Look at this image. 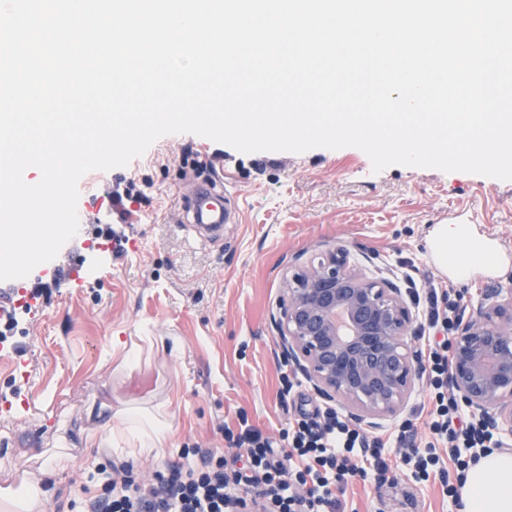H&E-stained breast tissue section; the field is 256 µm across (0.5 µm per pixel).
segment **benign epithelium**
I'll return each instance as SVG.
<instances>
[{
    "mask_svg": "<svg viewBox=\"0 0 512 512\" xmlns=\"http://www.w3.org/2000/svg\"><path fill=\"white\" fill-rule=\"evenodd\" d=\"M345 318L340 333L336 316ZM402 289L368 278L330 250L283 281L273 319L282 353L323 399L368 427L396 417L420 382ZM454 397L512 448V290L489 288L452 339Z\"/></svg>",
    "mask_w": 512,
    "mask_h": 512,
    "instance_id": "7a95c632",
    "label": "benign epithelium"
}]
</instances>
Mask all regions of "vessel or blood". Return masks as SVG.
<instances>
[{
    "label": "vessel or blood",
    "mask_w": 512,
    "mask_h": 512,
    "mask_svg": "<svg viewBox=\"0 0 512 512\" xmlns=\"http://www.w3.org/2000/svg\"><path fill=\"white\" fill-rule=\"evenodd\" d=\"M183 211L193 240H203L205 235L221 230L224 222L230 219L223 178L195 185L183 203ZM436 258L440 265L460 273L472 266H496L500 261V250L489 242L466 243L451 235L440 242Z\"/></svg>",
    "instance_id": "obj_1"
}]
</instances>
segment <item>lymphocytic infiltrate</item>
<instances>
[{"mask_svg":"<svg viewBox=\"0 0 512 512\" xmlns=\"http://www.w3.org/2000/svg\"><path fill=\"white\" fill-rule=\"evenodd\" d=\"M423 318L419 364L427 378L428 407L412 411L401 422L395 441L368 436L334 410L303 412L280 434L289 446V459L284 462L275 457L271 438L243 417L239 431L227 433L226 438L248 459L250 474L227 476L223 456L210 452L200 464L170 468L146 484L136 479L130 464L123 463L113 466L114 476L91 502V512H224L227 500L244 495L269 512H336V492L348 479L380 485L396 463L419 481L438 476L444 493L458 499L457 477L497 442L483 422L468 419L466 408L448 394L449 335L459 318L457 304L448 292L430 289ZM421 427L428 430L429 438L418 446L413 437ZM394 443L403 449L395 461L389 456ZM444 453L454 471L441 468Z\"/></svg>","mask_w":512,"mask_h":512,"instance_id":"lymphocytic-infiltrate-1","label":"lymphocytic infiltrate"}]
</instances>
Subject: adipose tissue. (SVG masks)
Listing matches in <instances>:
<instances>
[{
  "instance_id": "adipose-tissue-1",
  "label": "adipose tissue",
  "mask_w": 512,
  "mask_h": 512,
  "mask_svg": "<svg viewBox=\"0 0 512 512\" xmlns=\"http://www.w3.org/2000/svg\"><path fill=\"white\" fill-rule=\"evenodd\" d=\"M164 411L137 413L107 432L108 444H126L150 453L170 437ZM461 512H512V454L494 449L471 466L459 488Z\"/></svg>"
}]
</instances>
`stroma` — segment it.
<instances>
[{
  "label": "stroma",
  "instance_id": "obj_1",
  "mask_svg": "<svg viewBox=\"0 0 512 512\" xmlns=\"http://www.w3.org/2000/svg\"><path fill=\"white\" fill-rule=\"evenodd\" d=\"M190 153L216 154L232 212L223 234L202 246L189 245L177 221L178 193L197 181L183 170ZM131 183L146 198L124 219L107 195ZM78 189L81 235L55 262L76 266L79 278L58 284L53 267L33 270L29 285L46 293L23 294L16 332L0 344V487L39 475L55 453L69 457L45 512H85L111 460L147 481L180 464L189 445L223 450L225 468H240L224 438L239 416L275 435L302 401L326 408L305 381L281 397L287 362L272 317L284 274L318 253L345 250L351 269L396 284L412 264L422 286L464 291L467 317L483 289L512 282V181L405 166L376 173L355 147L246 154L170 134L127 166L85 174ZM456 210L472 240L496 235L497 268L462 278L435 270L438 220ZM100 234L121 237L123 250L95 245ZM130 350L137 365L123 362ZM162 402L172 434L159 453L88 441L128 411ZM91 406L103 416L88 415ZM337 512L460 510L439 481L398 470L379 486L349 482Z\"/></svg>",
  "mask_w": 512,
  "mask_h": 512
}]
</instances>
